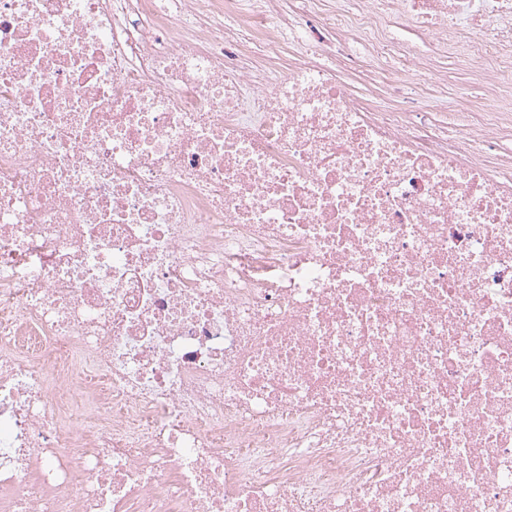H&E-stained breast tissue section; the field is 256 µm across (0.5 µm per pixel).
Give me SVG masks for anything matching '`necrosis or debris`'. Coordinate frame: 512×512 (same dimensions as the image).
Segmentation results:
<instances>
[{
	"instance_id": "necrosis-or-debris-1",
	"label": "necrosis or debris",
	"mask_w": 512,
	"mask_h": 512,
	"mask_svg": "<svg viewBox=\"0 0 512 512\" xmlns=\"http://www.w3.org/2000/svg\"><path fill=\"white\" fill-rule=\"evenodd\" d=\"M494 140L512 0H0V512H512ZM440 64L447 71L448 97L441 99L440 94L433 88L427 100L422 101L421 112H454L467 101L479 97L483 78L480 72H468L460 69L461 57L459 54L448 55ZM350 87L359 97L379 102L382 105L388 106L390 108L401 107L404 105L401 98L390 96L380 88L365 86L358 79L352 80L350 82Z\"/></svg>"
}]
</instances>
